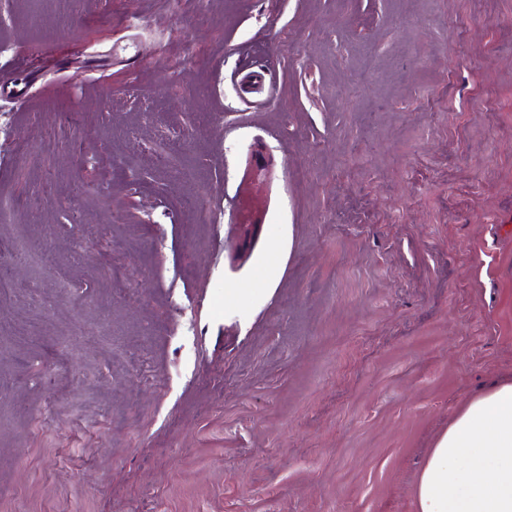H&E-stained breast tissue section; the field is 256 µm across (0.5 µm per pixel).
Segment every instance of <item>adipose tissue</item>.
I'll list each match as a JSON object with an SVG mask.
<instances>
[{"label": "adipose tissue", "mask_w": 512, "mask_h": 512, "mask_svg": "<svg viewBox=\"0 0 512 512\" xmlns=\"http://www.w3.org/2000/svg\"><path fill=\"white\" fill-rule=\"evenodd\" d=\"M417 512H512V378L473 396L437 438Z\"/></svg>", "instance_id": "ef3b65f1"}]
</instances>
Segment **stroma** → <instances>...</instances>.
<instances>
[{"label":"stroma","mask_w":512,"mask_h":512,"mask_svg":"<svg viewBox=\"0 0 512 512\" xmlns=\"http://www.w3.org/2000/svg\"><path fill=\"white\" fill-rule=\"evenodd\" d=\"M31 47L0 512H416L512 375V0H0ZM240 213H241V223L246 224L243 225V243L242 247L248 248L251 246L252 239L256 236L259 228L260 222L251 223L254 219L253 212V199L251 196H245L242 198L240 202Z\"/></svg>","instance_id":"stroma-1"}]
</instances>
